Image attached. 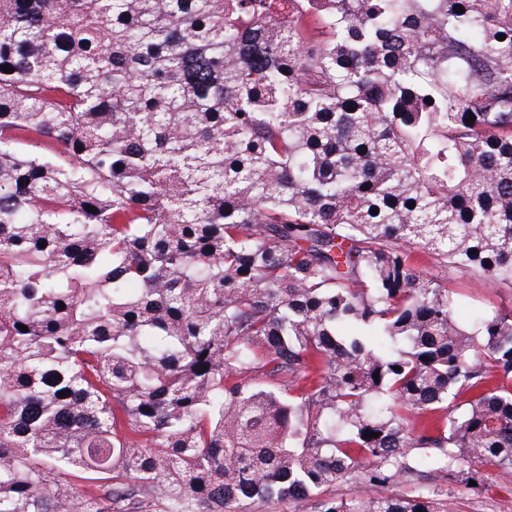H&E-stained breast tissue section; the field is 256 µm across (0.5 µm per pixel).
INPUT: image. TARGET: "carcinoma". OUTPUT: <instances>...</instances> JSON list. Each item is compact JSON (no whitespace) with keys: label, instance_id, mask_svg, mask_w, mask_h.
Instances as JSON below:
<instances>
[{"label":"carcinoma","instance_id":"1","mask_svg":"<svg viewBox=\"0 0 512 512\" xmlns=\"http://www.w3.org/2000/svg\"><path fill=\"white\" fill-rule=\"evenodd\" d=\"M416 249L512 285V0H0V512L512 481V310ZM421 266L427 272L439 273L443 279L442 284L450 291L456 293L459 302V313L467 318L473 310H512V287L501 285L498 288H486L476 279L462 277L460 274L432 270L428 258L420 254Z\"/></svg>","mask_w":512,"mask_h":512}]
</instances>
